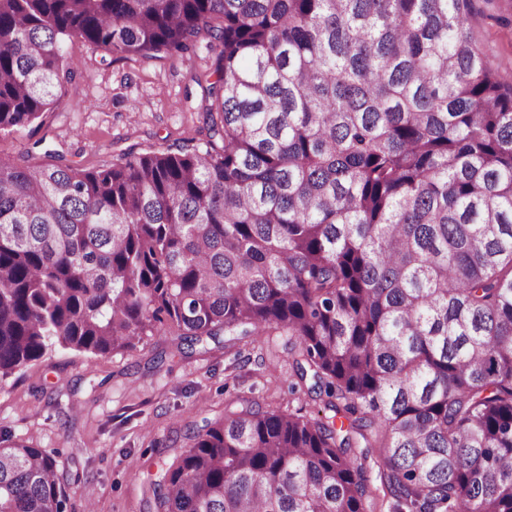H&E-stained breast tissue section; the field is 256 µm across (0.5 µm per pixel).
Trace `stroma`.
<instances>
[{"instance_id":"35a3bbf8","label":"stroma","mask_w":512,"mask_h":512,"mask_svg":"<svg viewBox=\"0 0 512 512\" xmlns=\"http://www.w3.org/2000/svg\"><path fill=\"white\" fill-rule=\"evenodd\" d=\"M470 31L512 84V0H476ZM80 60L63 90L70 102L44 116V145L0 133V159L56 155L84 168L130 150L165 151L197 136L205 93L197 80L214 54L201 39L189 59L120 58L80 41L64 44ZM175 330L161 328L131 351L88 355L53 348L0 383V444L22 442L57 454L68 512H155L153 486L206 423L259 401L269 411L316 415L323 401L290 391L295 375L288 339L249 336L234 347L216 337L181 352Z\"/></svg>"}]
</instances>
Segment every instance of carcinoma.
I'll return each instance as SVG.
<instances>
[{
    "label": "carcinoma",
    "instance_id": "carcinoma-1",
    "mask_svg": "<svg viewBox=\"0 0 512 512\" xmlns=\"http://www.w3.org/2000/svg\"><path fill=\"white\" fill-rule=\"evenodd\" d=\"M475 0H0V132L73 79L63 39L215 53L205 137L110 165L0 159V382L53 346L288 337L329 417L208 423L156 512H512V85ZM0 447V512H66Z\"/></svg>",
    "mask_w": 512,
    "mask_h": 512
}]
</instances>
